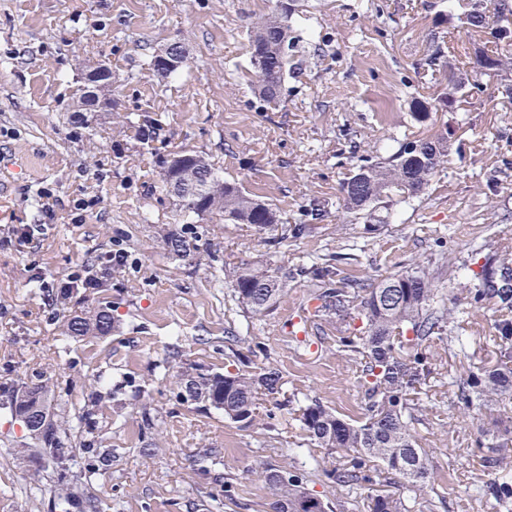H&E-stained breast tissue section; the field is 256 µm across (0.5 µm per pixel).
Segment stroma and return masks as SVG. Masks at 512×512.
Returning a JSON list of instances; mask_svg holds the SVG:
<instances>
[{
    "instance_id": "obj_1",
    "label": "stroma",
    "mask_w": 512,
    "mask_h": 512,
    "mask_svg": "<svg viewBox=\"0 0 512 512\" xmlns=\"http://www.w3.org/2000/svg\"><path fill=\"white\" fill-rule=\"evenodd\" d=\"M296 33L318 55L290 62L277 106L259 101L249 72V28L268 0H0V512H55L56 479L27 452L23 423L5 403L22 383H47L51 411L70 424L67 446L83 456L95 440L112 464L86 487L99 512H272L260 476L297 468L311 494L334 512H362V493H337L312 457L298 422L273 412L243 429L222 412L182 404L173 394L178 364L222 372L233 352H260L288 394L362 419L364 389L354 365L336 352V328L318 317L299 270L337 258L342 275L377 283L413 262L438 280L448 259L473 242L512 239V100L499 78L481 77L460 118L443 172L413 206L397 209L379 231L344 224L336 188L351 166L344 134L364 141L426 135L410 98L439 87L414 65L441 0H298ZM188 65L165 77L150 59L172 42ZM112 70L108 112L77 113L89 65ZM158 121L144 137L145 119ZM183 149L207 157L223 179L277 210L284 222L323 216L309 236L271 245L252 225L199 218V249L183 258L163 250L161 229L179 222L162 192V161ZM52 193L53 218L40 191ZM95 205L85 211L83 200ZM39 225L31 242L21 228ZM121 243L128 264L102 287L50 301L47 283L77 265L96 264ZM280 267L285 290L266 313L235 298L226 268ZM107 308L111 335L79 340L59 323L85 307ZM314 312L305 338L287 335L286 313ZM105 397L90 426L77 416L92 393ZM490 423L462 410L455 389L431 381L414 424L429 453L433 512H495L475 499L487 479L476 440ZM223 483H215L214 475Z\"/></svg>"
}]
</instances>
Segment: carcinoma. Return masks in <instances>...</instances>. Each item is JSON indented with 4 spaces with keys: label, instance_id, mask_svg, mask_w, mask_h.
I'll return each instance as SVG.
<instances>
[{
    "label": "carcinoma",
    "instance_id": "cac0c4a2",
    "mask_svg": "<svg viewBox=\"0 0 512 512\" xmlns=\"http://www.w3.org/2000/svg\"><path fill=\"white\" fill-rule=\"evenodd\" d=\"M448 2L449 12L436 18L429 33L430 53L420 63L443 91L410 102L414 120L426 126L433 124L437 113L460 109L466 88L475 87L473 77L512 76V0ZM296 15V0H271L269 11L257 18L249 34L255 90L268 104L278 102L289 53L297 49L292 36ZM450 20L468 32L489 34L494 46L467 48V67H458L456 57L445 56L440 44L439 28ZM451 135L444 126L406 139L385 153L375 144L363 151L360 143H354L350 154L356 163L338 186L344 212L367 224L388 223L393 209L424 193L448 163ZM176 176L183 184L207 189L202 197L181 206L187 217L207 211L220 220L270 232L277 241L299 238L311 230L308 224L281 222L276 210L246 194L237 183L219 179L211 164L195 152ZM160 243L179 256L197 250L191 224L162 230ZM306 274L322 285L317 300L328 322L355 318L362 322L359 329L336 327V353L361 367L362 420H347L317 401L295 403L284 397L282 373L270 365L258 372L236 368L222 373L181 366L175 375L176 399L222 411L224 418L250 428L260 420L259 401L264 396L300 422L310 444L336 455L338 463L326 471L336 487L368 488L364 512H413L434 484L428 454L412 428L428 383L444 367L434 343L446 340L448 350L464 352L476 318L488 315L496 348L494 364L467 374L450 372L448 379L457 388L458 403L465 409L483 410L494 426L478 441L491 453L494 472L477 493L503 512H512V427L501 417L502 408L512 400V242L490 249L481 244L461 263L449 265V298L416 263L369 285L340 276L339 269L326 263L312 264ZM228 277L238 302L254 314L267 312L284 291L279 268L269 264H244ZM62 327L65 335L79 338L106 336L114 325L112 315L97 308L68 318ZM49 393L46 384H27L13 395L12 410L18 417L27 416L38 431L37 447L49 450L48 463L61 480L54 506L61 512H97L91 496H76L63 480L76 470L90 479L110 452L94 450L83 461L75 460L65 450L59 425L29 412L32 399L44 402ZM387 472L395 476L391 489L381 488L380 475ZM263 479L274 497V512H311L314 504L319 512L330 510L329 503L307 491L297 471H269Z\"/></svg>",
    "mask_w": 512,
    "mask_h": 512
}]
</instances>
